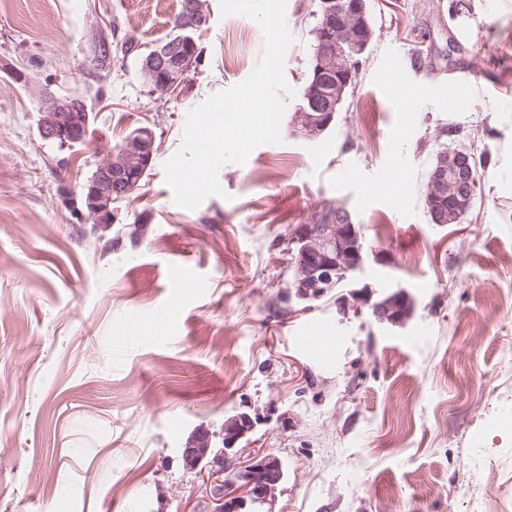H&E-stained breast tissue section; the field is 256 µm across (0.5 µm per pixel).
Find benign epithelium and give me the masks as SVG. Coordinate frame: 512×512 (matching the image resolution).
Returning <instances> with one entry per match:
<instances>
[{"label":"benign epithelium","instance_id":"1","mask_svg":"<svg viewBox=\"0 0 512 512\" xmlns=\"http://www.w3.org/2000/svg\"><path fill=\"white\" fill-rule=\"evenodd\" d=\"M368 0H320L322 36L313 57L317 76L336 80V87H347L354 69L346 66L335 72L326 70L329 56L341 55L356 61L371 45L367 20ZM209 14L202 0H186L184 16L175 33L162 46L144 58L141 75L144 81L166 92L181 86L195 64V34L208 24ZM91 53L85 68L99 73L112 62L106 27L94 23L88 30ZM40 118L38 131L45 141L59 147H72L84 142L90 113L87 104L72 94H60L49 88L39 92ZM342 104V96L332 98L318 85L303 91L302 103L293 124L294 134L316 126L328 129ZM155 133L146 127L124 142L119 157L108 156L96 175L85 185L79 214L91 224L111 226L115 220L112 203L131 193L138 172L148 167L154 155ZM474 155L464 147L450 148L439 154L430 173L428 213L435 224L448 222V195L459 206L470 205L474 180ZM290 250L293 278L286 291L288 302L306 303L322 298L329 289L343 285L351 291L337 298L338 313L344 319L364 315L387 328L404 326L412 317L415 301L403 290L379 292L369 283L359 285L355 275L368 257L362 225L354 223L343 207L329 215L323 224H299L294 229ZM259 418L248 411H238L224 422L223 447H211L205 439L201 448L192 444L181 449L184 466L199 471L210 493V512H273L272 505L285 480L281 459L272 454L251 452L241 447L248 440Z\"/></svg>","mask_w":512,"mask_h":512}]
</instances>
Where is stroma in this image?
Listing matches in <instances>:
<instances>
[{"mask_svg":"<svg viewBox=\"0 0 512 512\" xmlns=\"http://www.w3.org/2000/svg\"><path fill=\"white\" fill-rule=\"evenodd\" d=\"M466 2L369 0L374 40L335 127L257 147L221 169L225 197L189 210L163 164L188 112L256 67L260 27L207 0L201 60L160 97L134 58L87 77L86 31L114 21L150 48L173 35L179 0H0V512H204L180 451L244 407L260 417L251 448L286 471L275 512H512V0ZM317 10L286 0L290 114ZM393 67L416 103L388 95ZM463 67L472 90L452 105ZM46 85L86 97L84 143L40 137ZM143 125L152 166L115 226L93 229L80 188ZM445 146L486 160L457 224L424 205ZM336 206L391 252L358 280L410 293L403 327L343 320L332 293L305 313L281 299L292 229ZM134 222L133 243L117 228ZM308 333L328 356L298 344Z\"/></svg>","mask_w":512,"mask_h":512,"instance_id":"1","label":"stroma"}]
</instances>
